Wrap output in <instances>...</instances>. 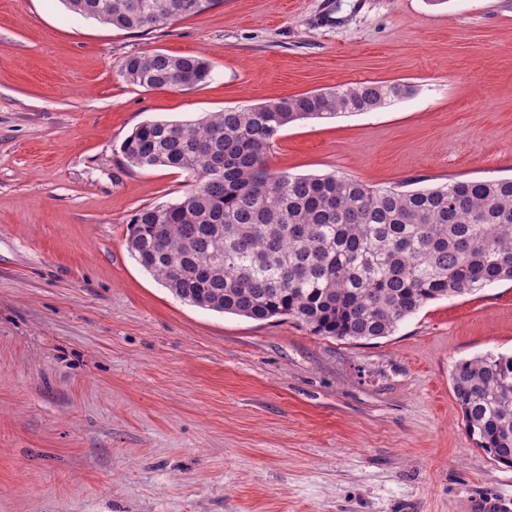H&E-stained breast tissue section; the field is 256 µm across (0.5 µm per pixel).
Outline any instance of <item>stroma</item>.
<instances>
[{
    "label": "stroma",
    "instance_id": "stroma-1",
    "mask_svg": "<svg viewBox=\"0 0 512 512\" xmlns=\"http://www.w3.org/2000/svg\"><path fill=\"white\" fill-rule=\"evenodd\" d=\"M155 50L207 80L126 82ZM371 82L412 92L284 127L272 169L512 178V0H221L143 33L0 0V512H512L451 385L512 353V281L337 340L184 304L127 251L189 183L128 166L138 125ZM210 70L203 58L162 51L130 55L120 64V74L130 84L146 90L192 88L205 82Z\"/></svg>",
    "mask_w": 512,
    "mask_h": 512
}]
</instances>
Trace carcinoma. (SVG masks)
Listing matches in <instances>:
<instances>
[{"mask_svg":"<svg viewBox=\"0 0 512 512\" xmlns=\"http://www.w3.org/2000/svg\"><path fill=\"white\" fill-rule=\"evenodd\" d=\"M75 14L130 32L203 13L221 0H63ZM120 74L146 90L192 88L207 60L130 55ZM404 84L340 85L177 123L148 121L121 144L127 164L192 178L177 201L139 211L130 256L181 302L253 320H292L313 335H392L431 301L512 280V179L369 188L339 174L273 172L279 130L367 112ZM452 389L469 438L512 467V355L456 365Z\"/></svg>","mask_w":512,"mask_h":512,"instance_id":"1","label":"carcinoma"}]
</instances>
